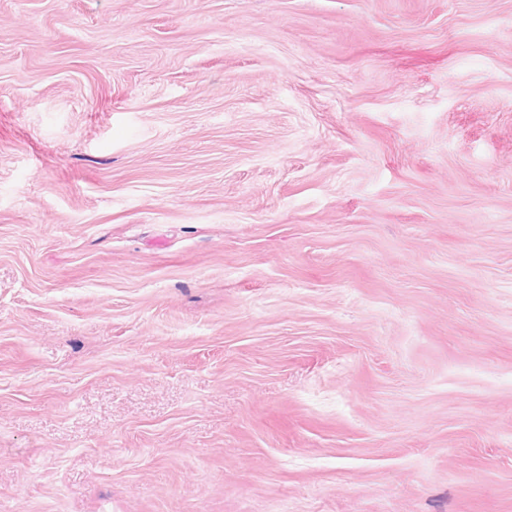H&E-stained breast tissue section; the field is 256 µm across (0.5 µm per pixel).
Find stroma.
<instances>
[{
    "instance_id": "obj_1",
    "label": "stroma",
    "mask_w": 512,
    "mask_h": 512,
    "mask_svg": "<svg viewBox=\"0 0 512 512\" xmlns=\"http://www.w3.org/2000/svg\"><path fill=\"white\" fill-rule=\"evenodd\" d=\"M0 512H512V0H0Z\"/></svg>"
}]
</instances>
